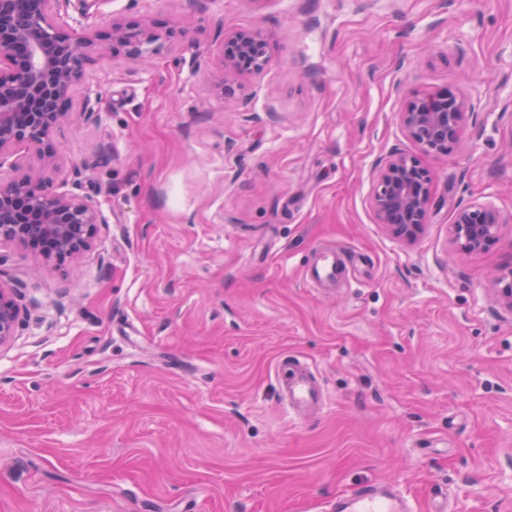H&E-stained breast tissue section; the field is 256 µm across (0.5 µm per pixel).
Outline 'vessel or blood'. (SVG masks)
<instances>
[{"mask_svg": "<svg viewBox=\"0 0 512 512\" xmlns=\"http://www.w3.org/2000/svg\"><path fill=\"white\" fill-rule=\"evenodd\" d=\"M346 265L333 252L318 256L308 269L311 283L330 288L344 279ZM279 390L288 409L296 417H304L324 405V393L316 381L313 368L296 358H282L276 365ZM329 512H413L409 494L386 483H366L337 496Z\"/></svg>", "mask_w": 512, "mask_h": 512, "instance_id": "obj_1", "label": "vessel or blood"}]
</instances>
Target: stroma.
Segmentation results:
<instances>
[{
	"mask_svg": "<svg viewBox=\"0 0 512 512\" xmlns=\"http://www.w3.org/2000/svg\"><path fill=\"white\" fill-rule=\"evenodd\" d=\"M177 30L150 67L90 68L96 118L57 136L61 176L108 221L54 267L0 244L29 308L0 349V512H318L369 482L453 512H512V0H106ZM270 67L214 86L226 33ZM457 88L473 112L411 242L377 224V162L418 153L396 114ZM496 206L488 251L458 208ZM347 261L327 294L306 268ZM312 363L325 404L289 420L274 367ZM503 224L502 214L494 205L475 204L456 211L450 233L459 250L479 253L498 241Z\"/></svg>",
	"mask_w": 512,
	"mask_h": 512,
	"instance_id": "obj_1",
	"label": "stroma"
}]
</instances>
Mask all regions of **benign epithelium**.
I'll return each mask as SVG.
<instances>
[{"label":"benign epithelium","instance_id":"benign-epithelium-1","mask_svg":"<svg viewBox=\"0 0 512 512\" xmlns=\"http://www.w3.org/2000/svg\"><path fill=\"white\" fill-rule=\"evenodd\" d=\"M78 2L79 17L58 22L60 13ZM98 0H0V242H14L46 262L75 261L94 244L98 226L108 223L100 203L75 192L81 174L47 187V174L57 169V133L71 117L72 94L83 90L84 112L92 115L99 91L86 83L88 68L106 59L108 47L120 45L136 64L147 60L157 44L174 31L156 24L129 25L119 17L100 31L85 19ZM258 30L224 37L225 53L217 63V84L225 97L233 94L243 72L260 73L271 63ZM472 110L458 90L414 92L397 112L406 134L428 156L450 154L463 135ZM35 149L41 164L21 170L12 161L19 146ZM433 178L413 155L393 152L375 168L368 196L377 223L400 241L414 238L428 220ZM504 220L492 204L458 209L450 227L452 241L464 253L489 250L499 239ZM494 293L512 312V266L495 279ZM27 310L17 289L0 279V349L9 345L24 324Z\"/></svg>","mask_w":512,"mask_h":512}]
</instances>
